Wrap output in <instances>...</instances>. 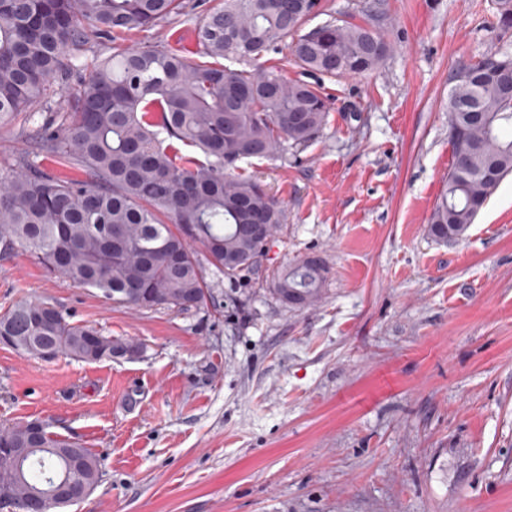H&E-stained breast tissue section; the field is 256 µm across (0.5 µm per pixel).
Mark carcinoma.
I'll list each match as a JSON object with an SVG mask.
<instances>
[{"label":"carcinoma","instance_id":"carcinoma-1","mask_svg":"<svg viewBox=\"0 0 512 512\" xmlns=\"http://www.w3.org/2000/svg\"><path fill=\"white\" fill-rule=\"evenodd\" d=\"M497 25L512 29V0H495ZM320 0H219L197 25V50L112 43L66 109L53 111L54 83L65 82L91 33L112 40L186 14L185 0H0V118L40 108L42 150L78 171L60 176L26 160L0 177V248H17L54 278L94 288L129 307L188 309L207 298L191 243L233 285L256 273L262 242L248 230L280 229L282 203L256 179L236 174L251 158H285L326 124L329 103L315 87L289 82L258 61L282 44L305 70L360 75L383 64L390 44L374 25L331 19L303 31ZM448 97L454 164L434 207L430 235L458 240L512 174V51L463 64ZM325 266L309 257L272 276L285 305L309 307L322 295ZM0 336L41 357L44 345L87 363L143 346L68 320L45 301L24 300L0 315ZM0 446L22 448L27 469L16 498L38 512L69 467L91 487L99 458L78 441L28 422L0 428Z\"/></svg>","mask_w":512,"mask_h":512}]
</instances>
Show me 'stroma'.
<instances>
[{
	"mask_svg": "<svg viewBox=\"0 0 512 512\" xmlns=\"http://www.w3.org/2000/svg\"><path fill=\"white\" fill-rule=\"evenodd\" d=\"M187 16L120 36L195 50ZM378 23L392 50L354 77L313 79L319 136L287 161L243 163L282 201L258 274L207 300L137 311L0 251V314L46 300L70 321L141 343L134 360H42L0 346V425L40 419L90 448L102 478L62 512H512V176L464 236L428 221L452 165L453 74L498 48L493 0H322ZM43 118L0 119V174ZM326 265L319 303L269 290Z\"/></svg>",
	"mask_w": 512,
	"mask_h": 512,
	"instance_id": "35a3bbf8",
	"label": "stroma"
}]
</instances>
